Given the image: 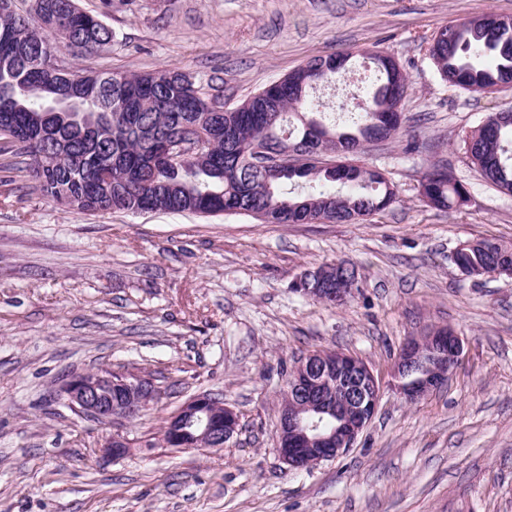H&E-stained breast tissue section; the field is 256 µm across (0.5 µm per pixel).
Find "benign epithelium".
I'll list each match as a JSON object with an SVG mask.
<instances>
[{
	"mask_svg": "<svg viewBox=\"0 0 512 512\" xmlns=\"http://www.w3.org/2000/svg\"><path fill=\"white\" fill-rule=\"evenodd\" d=\"M252 162L272 173L307 164L291 152L272 153L262 147L255 149ZM344 269L346 265L340 263L308 271L296 287L306 296L317 297L322 294L321 285L341 276ZM461 353V339L449 329L413 336L396 355L392 377L406 399L417 400L448 380ZM380 392L373 370L351 355L315 352L301 359L288 377L290 404L279 415V453L284 463L291 469H310L349 452L375 414ZM153 395L142 378L104 369L72 377L59 390L58 399L86 417L110 421L141 413ZM237 423L233 410L221 412L208 397L198 395L168 420L164 444L179 449L222 448ZM102 452L114 460L123 459L132 453V443L117 434Z\"/></svg>",
	"mask_w": 512,
	"mask_h": 512,
	"instance_id": "benign-epithelium-1",
	"label": "benign epithelium"
}]
</instances>
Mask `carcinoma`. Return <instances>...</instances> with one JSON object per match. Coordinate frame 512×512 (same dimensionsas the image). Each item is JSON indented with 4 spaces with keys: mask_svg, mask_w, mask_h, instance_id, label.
Listing matches in <instances>:
<instances>
[{
    "mask_svg": "<svg viewBox=\"0 0 512 512\" xmlns=\"http://www.w3.org/2000/svg\"><path fill=\"white\" fill-rule=\"evenodd\" d=\"M472 18L437 28L426 54L447 81L486 93L512 82V19L483 26ZM76 42L88 54L112 42V30L77 0H34L32 16L0 11V139L19 158L25 174L56 202L73 199L87 212L157 211L203 215L251 211L269 224L352 223L396 202L397 190L377 170L339 163L269 174L251 164L256 142L310 154L320 143L353 152L361 142L388 140L401 121L391 110L403 98L407 76L391 57L368 56L379 74L368 109L352 131H338L309 116V92L336 81L353 54L317 57L234 108L208 107L195 83L175 70L152 73H74L47 64L58 43ZM273 102L277 112L265 111ZM202 131L209 146L170 157L168 143ZM42 144L36 169L27 140ZM466 153L482 176L512 193V111L498 113L494 127L465 135ZM429 205L465 204V186L446 169L422 176ZM478 276L512 264V246L480 239L452 256Z\"/></svg>",
    "mask_w": 512,
    "mask_h": 512,
    "instance_id": "carcinoma-1",
    "label": "carcinoma"
}]
</instances>
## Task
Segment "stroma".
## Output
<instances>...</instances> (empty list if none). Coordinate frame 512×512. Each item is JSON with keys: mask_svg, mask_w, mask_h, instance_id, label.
<instances>
[{"mask_svg": "<svg viewBox=\"0 0 512 512\" xmlns=\"http://www.w3.org/2000/svg\"><path fill=\"white\" fill-rule=\"evenodd\" d=\"M112 43L57 60L80 73L175 68L233 108L316 56L393 57L407 73L396 138L357 153L397 201L355 224H264L245 214L84 212L6 170L0 154V512H512V278L468 277L462 242L512 244V196L487 183L461 137L512 108V87L472 93L427 58L432 33L512 0H79ZM448 166L467 205L428 206L423 170ZM346 261L341 305L292 288ZM463 341L441 387L408 401L390 370L433 327ZM340 350L381 395L347 454L292 470L277 451L281 393L298 359ZM109 368L149 379L159 398L133 421L100 423L56 396ZM239 418L223 448L159 446L188 398ZM134 452L113 461L112 434Z\"/></svg>", "mask_w": 512, "mask_h": 512, "instance_id": "stroma-1", "label": "stroma"}]
</instances>
